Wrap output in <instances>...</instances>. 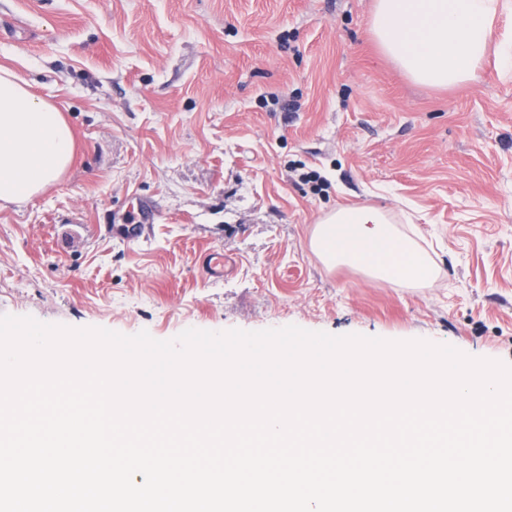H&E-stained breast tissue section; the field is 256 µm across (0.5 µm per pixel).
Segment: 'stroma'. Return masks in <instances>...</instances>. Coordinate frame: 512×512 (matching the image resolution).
<instances>
[{
  "mask_svg": "<svg viewBox=\"0 0 512 512\" xmlns=\"http://www.w3.org/2000/svg\"><path fill=\"white\" fill-rule=\"evenodd\" d=\"M373 0H0V66L54 104L72 165L0 202V315L169 340L296 325L512 365V72L415 83ZM155 223L127 240L141 201ZM387 209L424 288L327 268L315 224ZM224 255L223 273L203 260Z\"/></svg>",
  "mask_w": 512,
  "mask_h": 512,
  "instance_id": "stroma-1",
  "label": "stroma"
}]
</instances>
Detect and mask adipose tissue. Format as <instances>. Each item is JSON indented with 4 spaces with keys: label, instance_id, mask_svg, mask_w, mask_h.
I'll list each match as a JSON object with an SVG mask.
<instances>
[{
    "label": "adipose tissue",
    "instance_id": "obj_1",
    "mask_svg": "<svg viewBox=\"0 0 512 512\" xmlns=\"http://www.w3.org/2000/svg\"><path fill=\"white\" fill-rule=\"evenodd\" d=\"M512 0H375L371 31L412 80L453 86L475 80L497 14ZM74 156L60 110L0 67V201L28 199L57 181ZM310 246L330 268L348 266L390 286L420 288L439 273L427 253L373 205H343L315 225Z\"/></svg>",
    "mask_w": 512,
    "mask_h": 512
}]
</instances>
